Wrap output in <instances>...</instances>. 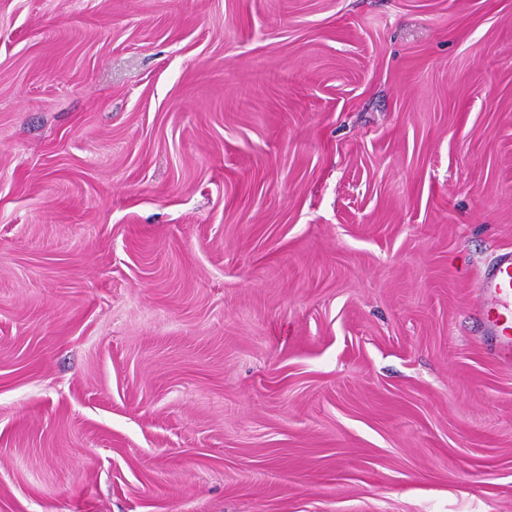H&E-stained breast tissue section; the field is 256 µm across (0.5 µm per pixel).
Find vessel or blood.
Instances as JSON below:
<instances>
[{"mask_svg": "<svg viewBox=\"0 0 512 512\" xmlns=\"http://www.w3.org/2000/svg\"><path fill=\"white\" fill-rule=\"evenodd\" d=\"M480 294L490 296L492 306L484 313V328L498 353L512 355V253L507 252L480 276Z\"/></svg>", "mask_w": 512, "mask_h": 512, "instance_id": "vessel-or-blood-1", "label": "vessel or blood"}]
</instances>
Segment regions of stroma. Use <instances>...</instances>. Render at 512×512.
I'll use <instances>...</instances> for the list:
<instances>
[{
	"label": "stroma",
	"mask_w": 512,
	"mask_h": 512,
	"mask_svg": "<svg viewBox=\"0 0 512 512\" xmlns=\"http://www.w3.org/2000/svg\"><path fill=\"white\" fill-rule=\"evenodd\" d=\"M512 0H0V512H512ZM480 294L493 303L484 311V328L497 352L512 355V253L507 252L489 265L477 283Z\"/></svg>",
	"instance_id": "35a3bbf8"
}]
</instances>
